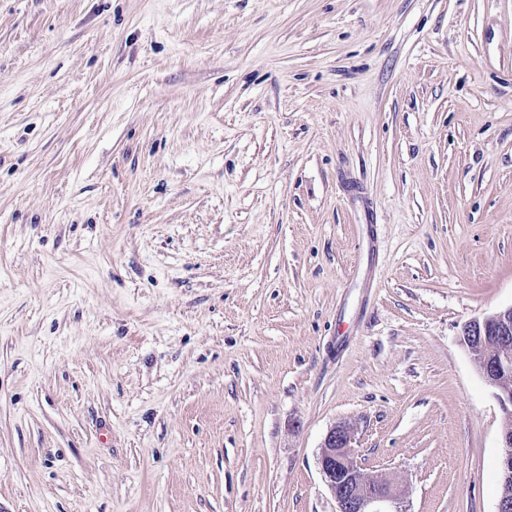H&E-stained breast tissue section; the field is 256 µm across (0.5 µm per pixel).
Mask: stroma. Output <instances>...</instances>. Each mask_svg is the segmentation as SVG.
I'll list each match as a JSON object with an SVG mask.
<instances>
[{
    "label": "stroma",
    "instance_id": "1",
    "mask_svg": "<svg viewBox=\"0 0 512 512\" xmlns=\"http://www.w3.org/2000/svg\"><path fill=\"white\" fill-rule=\"evenodd\" d=\"M512 0H0V512H496ZM461 336L482 377L497 390L505 416L499 467L508 479L512 477V306L470 321L463 327ZM355 444L353 426L341 422L329 430L320 447L317 464L336 500V512H408L391 485L358 462Z\"/></svg>",
    "mask_w": 512,
    "mask_h": 512
}]
</instances>
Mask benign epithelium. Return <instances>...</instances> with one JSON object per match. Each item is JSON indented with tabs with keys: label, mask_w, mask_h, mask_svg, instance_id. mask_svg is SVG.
<instances>
[{
	"label": "benign epithelium",
	"mask_w": 512,
	"mask_h": 512,
	"mask_svg": "<svg viewBox=\"0 0 512 512\" xmlns=\"http://www.w3.org/2000/svg\"><path fill=\"white\" fill-rule=\"evenodd\" d=\"M462 343L482 377L497 390L505 416L499 467L507 479L512 477V306L467 323ZM355 444L353 426L340 422L320 447L317 464L336 500V512H408L391 485L358 462Z\"/></svg>",
	"instance_id": "7a95c632"
}]
</instances>
